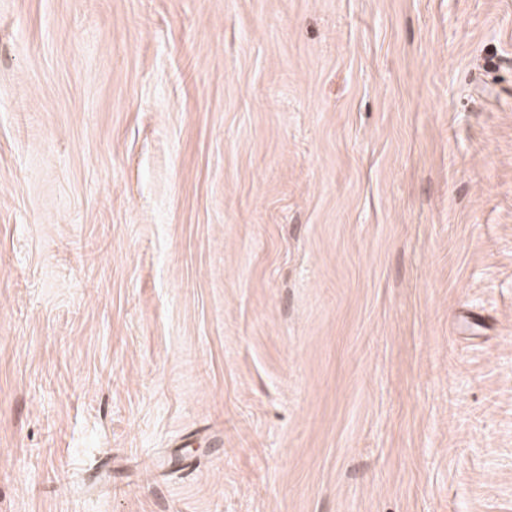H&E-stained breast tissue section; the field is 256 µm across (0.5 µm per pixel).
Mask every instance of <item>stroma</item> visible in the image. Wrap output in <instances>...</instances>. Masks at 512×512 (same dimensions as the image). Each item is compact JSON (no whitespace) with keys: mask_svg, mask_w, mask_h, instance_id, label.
<instances>
[{"mask_svg":"<svg viewBox=\"0 0 512 512\" xmlns=\"http://www.w3.org/2000/svg\"><path fill=\"white\" fill-rule=\"evenodd\" d=\"M0 512H512V0H0Z\"/></svg>","mask_w":512,"mask_h":512,"instance_id":"stroma-1","label":"stroma"}]
</instances>
